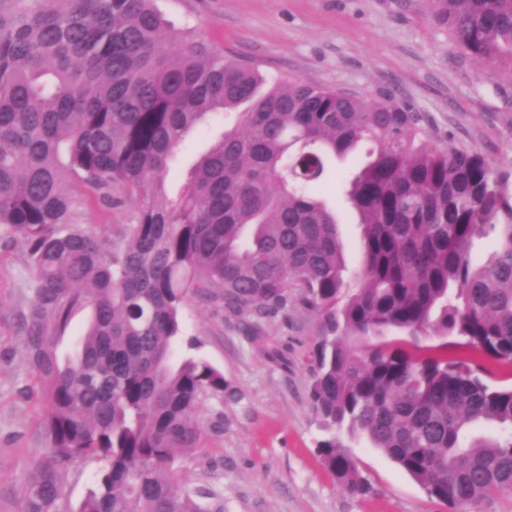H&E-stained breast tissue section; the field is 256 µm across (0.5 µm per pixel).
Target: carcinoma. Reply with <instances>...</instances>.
Here are the masks:
<instances>
[{"instance_id":"cac0c4a2","label":"carcinoma","mask_w":512,"mask_h":512,"mask_svg":"<svg viewBox=\"0 0 512 512\" xmlns=\"http://www.w3.org/2000/svg\"><path fill=\"white\" fill-rule=\"evenodd\" d=\"M474 61L512 73V0H430ZM418 113L302 81H270L188 33L155 0H25L0 10V237L25 246L28 304L14 314L42 398L48 450L22 512H60L70 463L106 466L77 512H221L172 464L198 449L224 373L175 358L181 311L208 289L234 314H317L309 405L317 452L352 494L369 490L344 437H362L449 508L512 488V385L450 359L448 342L512 365V171L442 149ZM210 145L175 196L167 176L198 126ZM358 215L350 273L331 161ZM135 205L121 241L74 222L71 181ZM494 231L478 263L473 239ZM91 309L76 352L55 340ZM395 328L409 339L382 341ZM442 339L417 354L422 333ZM494 427L500 435L480 434Z\"/></svg>"}]
</instances>
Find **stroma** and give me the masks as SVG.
<instances>
[{
    "label": "stroma",
    "mask_w": 512,
    "mask_h": 512,
    "mask_svg": "<svg viewBox=\"0 0 512 512\" xmlns=\"http://www.w3.org/2000/svg\"><path fill=\"white\" fill-rule=\"evenodd\" d=\"M169 30L194 37L272 79L304 81L361 98L389 95L424 119L440 147L475 148L512 170V77L469 59L432 17L430 0H156ZM76 221L107 241L123 236L132 204L108 206L75 186ZM20 242L0 239V298H29ZM178 355L223 372L232 397L205 398L204 437L174 476L203 486L224 512H451L362 439L349 443L367 494H348L319 457L323 435L308 404L306 356L314 314L289 310L249 335L223 305L190 294ZM34 374L13 322L0 318V512H20L24 483L46 451L45 406L30 399ZM104 460L74 461L62 512H76Z\"/></svg>",
    "instance_id": "stroma-1"
}]
</instances>
